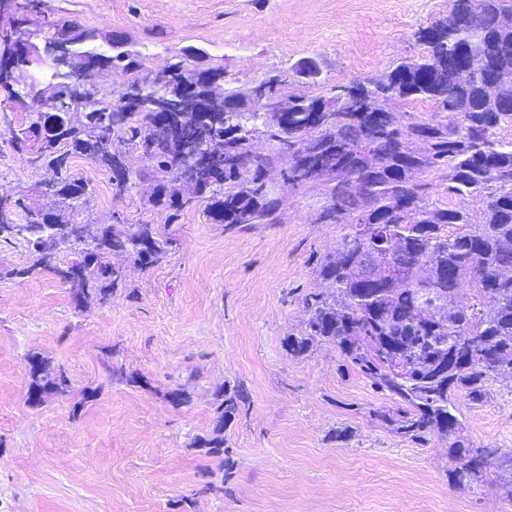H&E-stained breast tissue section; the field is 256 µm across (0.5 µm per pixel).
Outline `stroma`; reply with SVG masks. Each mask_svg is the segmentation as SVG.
<instances>
[{"mask_svg": "<svg viewBox=\"0 0 512 512\" xmlns=\"http://www.w3.org/2000/svg\"><path fill=\"white\" fill-rule=\"evenodd\" d=\"M453 3L46 0L45 8L121 41L153 73L195 48L200 66L224 69L227 87L244 92L279 75L282 99L327 100L337 86L419 56L417 31ZM27 117L19 107L0 122V200L22 193L44 207V170L8 142L9 126ZM251 146L273 159L277 219L234 229L208 222L199 203L169 223L138 151L125 154L133 188L122 195L109 172L74 160L91 194L75 223L150 224L170 243L167 258L147 269L114 257L124 277L108 303L75 307L51 271L7 276L29 253L0 246V512H512L496 475L475 492L453 486L447 441L419 445L383 421L396 404L346 369L334 345L288 354L284 338L304 329L301 296L324 288L316 262L335 253L346 228L317 221L324 178L285 187L291 154L263 127ZM33 352L71 380L68 393L35 407L26 401ZM227 385L241 386L250 406L224 432L233 474L211 490L220 461L194 441L211 433ZM87 386L101 393L74 412ZM179 389L190 403L173 401ZM488 390L484 404L458 401L462 435L478 448L510 450L512 380L489 379Z\"/></svg>", "mask_w": 512, "mask_h": 512, "instance_id": "stroma-1", "label": "stroma"}]
</instances>
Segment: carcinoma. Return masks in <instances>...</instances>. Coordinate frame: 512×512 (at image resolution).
<instances>
[{
    "instance_id": "1",
    "label": "carcinoma",
    "mask_w": 512,
    "mask_h": 512,
    "mask_svg": "<svg viewBox=\"0 0 512 512\" xmlns=\"http://www.w3.org/2000/svg\"><path fill=\"white\" fill-rule=\"evenodd\" d=\"M445 27L459 44H479L494 68L478 73L469 84L449 85L448 60L430 37ZM45 30L76 41L81 58L92 55L110 68L143 69L142 60L130 52L97 51L95 43L85 40L91 30L72 21L34 23L25 34L35 40ZM417 40L424 46L420 56L399 63L383 79L353 85L361 93H375L371 101L344 97L335 111L316 114L312 108L323 100L301 97L288 105L287 118L273 113L267 119L271 137L281 147L322 149L327 204L318 220L349 221L341 247L317 260L326 291L301 298L304 330L286 336L284 347L299 358L319 345H335L349 368L398 404L396 430L403 437L419 444L434 435L448 440V454L456 460L449 478L465 489L491 473L501 475L503 463L512 460V450L474 448L461 440L456 414L457 399L480 405L488 397L490 378L512 377V139L497 136L501 125L512 124V52L502 51L504 44H512V0H456L448 16L418 30ZM55 94L60 105L29 113L31 124L51 119L57 125L54 149L31 150L23 139L25 125L9 133L14 148L26 153L31 164L53 173L60 186L57 210L77 214L70 198L87 191L71 173L73 158L85 156L114 178L124 173L120 158L104 153L99 132L105 118L115 123L125 145L138 149L149 143L145 160L159 186L154 204L175 222L183 207L169 197L168 176L181 140L150 135L153 114L135 104L114 118L115 104L109 99L74 124L66 112L71 99L61 77L55 79ZM409 97L434 102L446 119L405 122L386 109L389 100ZM213 103V91L206 89L197 111L176 119L190 137L202 128L211 134L224 131L216 149L215 177L197 189V201L205 202L214 224H267L276 210L264 181L270 158L250 149L252 113L239 112L227 124L212 126ZM431 175L448 182V195L461 202L443 207L430 202ZM483 195L487 201L481 221L469 231L474 220L462 201ZM5 210L15 231L0 237V243L21 245L30 253V262L8 275L29 279L51 270L77 307L91 297L107 302L121 282L112 255H127L150 268L168 254V241L150 224H103L91 239L67 245V220L41 227L25 197L15 198ZM384 234L395 245L393 260L405 272L401 288L385 277L361 274L363 248ZM65 250L81 255L80 262L59 267L56 256ZM421 255L428 261L418 263ZM465 284L476 291L475 302L452 306ZM27 359L37 364L30 373L29 405H39L44 393L70 390L64 369H52L38 353ZM248 405L242 390L224 387L212 436L194 441L205 454L222 458L226 477L235 460L224 430Z\"/></svg>"
}]
</instances>
